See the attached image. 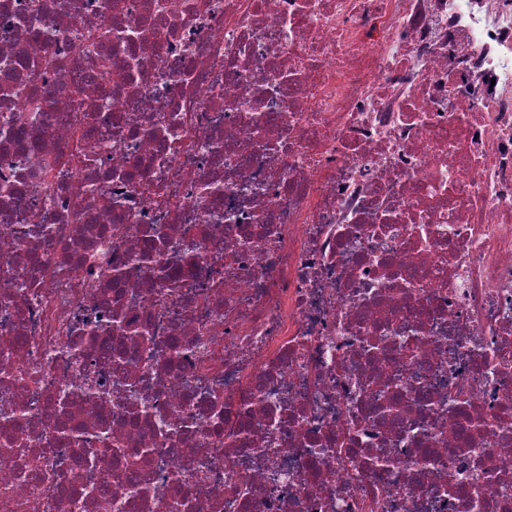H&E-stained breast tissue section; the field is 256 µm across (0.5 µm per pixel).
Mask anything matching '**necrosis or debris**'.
I'll return each instance as SVG.
<instances>
[{"label":"necrosis or debris","mask_w":512,"mask_h":512,"mask_svg":"<svg viewBox=\"0 0 512 512\" xmlns=\"http://www.w3.org/2000/svg\"><path fill=\"white\" fill-rule=\"evenodd\" d=\"M1 394L0 512H512V0H0Z\"/></svg>","instance_id":"4bbe7bcc"}]
</instances>
